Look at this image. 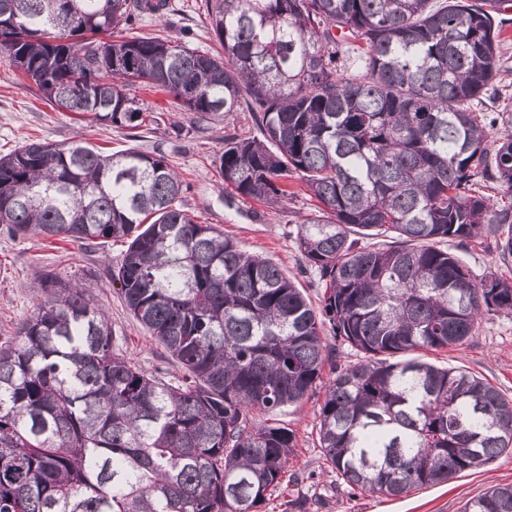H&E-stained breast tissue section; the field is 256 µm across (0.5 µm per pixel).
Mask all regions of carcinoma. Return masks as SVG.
<instances>
[{"mask_svg": "<svg viewBox=\"0 0 512 512\" xmlns=\"http://www.w3.org/2000/svg\"><path fill=\"white\" fill-rule=\"evenodd\" d=\"M501 0H205L220 49L131 34L168 0H0V49L45 99L137 129L125 87L162 90L218 125L216 172L276 209L298 175L316 310L270 260L180 204L161 155L31 142L0 154V229L85 247L127 243L111 281L176 360L162 378L114 347L105 312L48 278L0 342V512H256L283 481L295 432L261 420L300 406L333 349L361 353L326 383L319 444L351 490L397 497L512 450V399L460 368L406 354L456 346L484 312L512 315V281L476 279L434 242L489 231L512 258V109L477 102L499 71ZM79 15L57 22L66 6ZM391 234L401 245L362 246ZM462 512H512L493 486Z\"/></svg>", "mask_w": 512, "mask_h": 512, "instance_id": "1", "label": "carcinoma"}]
</instances>
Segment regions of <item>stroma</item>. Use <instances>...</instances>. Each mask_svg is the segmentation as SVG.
I'll use <instances>...</instances> for the list:
<instances>
[{
	"label": "stroma",
	"instance_id": "35a3bbf8",
	"mask_svg": "<svg viewBox=\"0 0 512 512\" xmlns=\"http://www.w3.org/2000/svg\"><path fill=\"white\" fill-rule=\"evenodd\" d=\"M499 18L505 39L503 63L493 83L494 93L481 98L483 106L497 109L512 102V0H507ZM133 31L177 36L199 50L214 46L203 0H169L162 17L134 26ZM127 93L154 116V123L129 130L59 110L15 69L9 52L0 49V152L32 141H81L108 154L128 149L162 154L186 187L182 205L188 213L200 223L223 230L241 250L273 261L303 289L312 305H319L322 288L315 274L304 271L296 242L301 220L314 208L310 197L296 191L272 211L232 195L216 172L225 135H257L251 114L236 112L225 124L202 126L193 112L178 106L169 94L138 86L128 88ZM440 247L456 255L475 275L492 272L512 279V261L500 260L492 234H482L462 246L444 241ZM123 248L119 241L87 249L72 242L15 238L0 232V335L13 333L31 311L33 288L46 276L56 275L78 282L95 304L106 309L117 346L134 365L150 375H178L173 358L127 312L118 285L111 282L110 269L118 263ZM415 356L440 367L466 369L512 399V315L486 313L474 336L462 345L419 350ZM324 392V385H317L300 408L285 406L275 412V419L295 431L297 448L288 462L286 483L268 496L258 512H461L469 499L487 488L512 485V452H507L445 483L398 498L351 494L319 447Z\"/></svg>",
	"mask_w": 512,
	"mask_h": 512
}]
</instances>
